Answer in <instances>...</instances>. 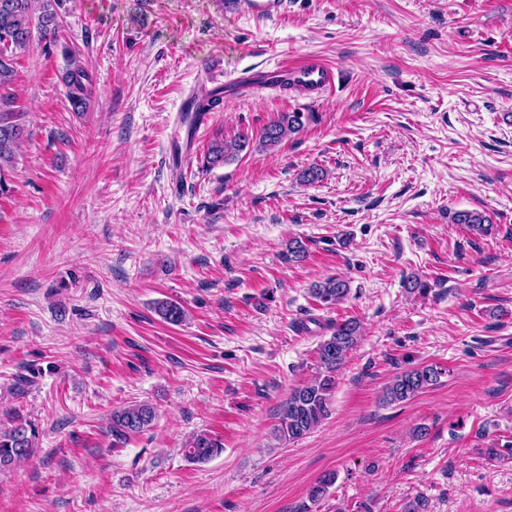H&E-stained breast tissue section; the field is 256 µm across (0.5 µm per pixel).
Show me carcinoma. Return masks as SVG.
<instances>
[{"label":"carcinoma","instance_id":"cac0c4a2","mask_svg":"<svg viewBox=\"0 0 512 512\" xmlns=\"http://www.w3.org/2000/svg\"><path fill=\"white\" fill-rule=\"evenodd\" d=\"M63 0H0V187L3 186V168L13 163L16 150L29 137L27 113L15 109V100L6 88L16 76L17 55L30 47L34 38L51 44L58 41L60 13ZM67 98L74 109L84 110L91 101L93 83L88 70L72 61L62 76ZM307 116L303 112H285L278 120L266 126L259 138L263 148H274L288 136L300 131ZM253 135L241 132L231 141L214 143L206 156V163L214 167L238 156L250 147ZM457 224L485 230L486 219L478 212L459 211ZM314 298L325 304H336L349 294L348 282L331 277L311 288ZM161 318L173 325L181 323L185 316L183 307L174 301L156 303ZM359 327L354 321H346L333 327L331 335L318 347L319 376L309 383L293 388L278 413L275 437L294 442L318 427L331 413V403L336 388V372L344 365L347 354L357 344ZM441 370L433 365L412 368L395 377L385 391L389 403H401L413 399L429 386L436 384ZM156 417L155 408L148 403H136L112 413L110 434L113 444L124 442L130 435L150 428ZM35 432L20 424L8 431H0V467H8L29 458L33 453ZM223 445L215 438L200 434L187 450L193 461H205L221 452ZM335 482L329 473L322 477L308 493L313 504L322 500Z\"/></svg>","mask_w":512,"mask_h":512}]
</instances>
